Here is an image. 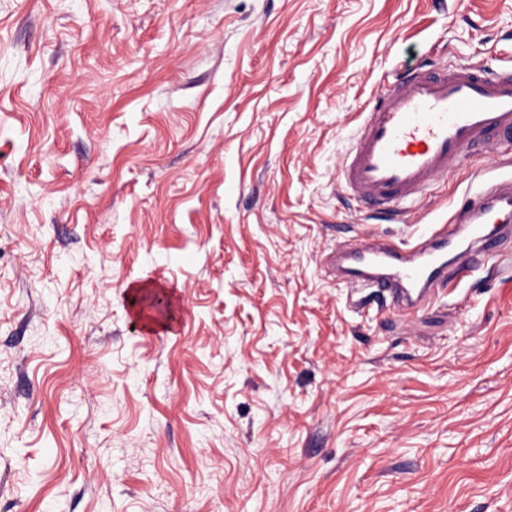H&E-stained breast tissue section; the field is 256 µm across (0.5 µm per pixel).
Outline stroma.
Returning <instances> with one entry per match:
<instances>
[{
	"label": "stroma",
	"instance_id": "stroma-1",
	"mask_svg": "<svg viewBox=\"0 0 512 512\" xmlns=\"http://www.w3.org/2000/svg\"><path fill=\"white\" fill-rule=\"evenodd\" d=\"M511 61L512 0H0V512H512V257L406 319L328 268L512 176L379 218L382 85Z\"/></svg>",
	"mask_w": 512,
	"mask_h": 512
}]
</instances>
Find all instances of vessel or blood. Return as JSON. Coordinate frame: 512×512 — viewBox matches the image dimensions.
I'll return each instance as SVG.
<instances>
[{
  "instance_id": "obj_1",
  "label": "vessel or blood",
  "mask_w": 512,
  "mask_h": 512,
  "mask_svg": "<svg viewBox=\"0 0 512 512\" xmlns=\"http://www.w3.org/2000/svg\"><path fill=\"white\" fill-rule=\"evenodd\" d=\"M487 141L499 154L512 155V65L492 75L474 64L438 70L419 65L390 82L364 113L339 181L354 197L395 214L432 192L466 149ZM505 215H512V180L485 188L459 223L434 225L412 245L345 244L346 262L336 272L349 295H385L394 312L411 316L420 308V294L435 283L457 288L479 259L501 258L484 227ZM465 225L471 241L449 257L448 246Z\"/></svg>"
}]
</instances>
